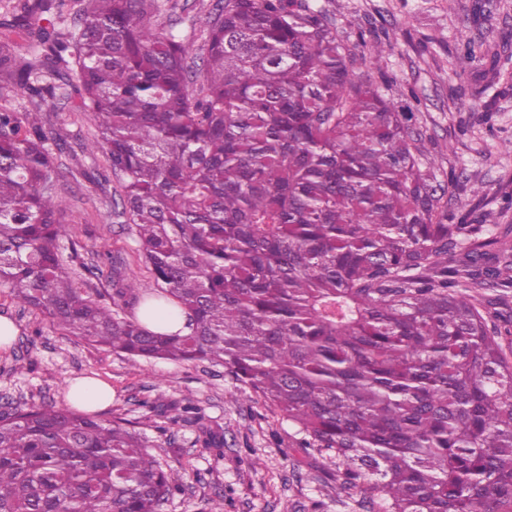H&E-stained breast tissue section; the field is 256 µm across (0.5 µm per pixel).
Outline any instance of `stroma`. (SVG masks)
<instances>
[{"mask_svg": "<svg viewBox=\"0 0 512 512\" xmlns=\"http://www.w3.org/2000/svg\"><path fill=\"white\" fill-rule=\"evenodd\" d=\"M333 14L336 34L349 46L388 34L392 49L381 60L361 61V73L379 85L400 111L413 113L412 131L435 159L440 183L482 182L496 215L491 235L512 231V156L499 150L512 139V90L485 116L482 85L472 74L456 73L451 52L462 29L495 50L512 54V0H494L491 19L472 24V0H323ZM50 124L71 145L58 159V187L66 201L61 220L71 228L65 255L86 292L111 298L112 258L125 260L122 274L142 288L154 283L137 256L134 237L118 224L103 223L117 199L116 184L76 177L109 172L103 154L88 155L80 143L96 134L91 113L77 99L55 97L42 105ZM0 314L21 328L12 347L0 350V407L64 405L68 382L91 377L112 387L103 420H127L153 446L181 485L160 512H205L209 499L224 495V512H359L347 499L335 466L297 445V429L272 406L206 362L130 359L54 328L0 287ZM163 399L154 416L147 405ZM193 400L206 424L224 434V455L194 448L195 424L177 420V407Z\"/></svg>", "mask_w": 512, "mask_h": 512, "instance_id": "35a3bbf8", "label": "stroma"}]
</instances>
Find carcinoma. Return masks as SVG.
<instances>
[{
    "mask_svg": "<svg viewBox=\"0 0 512 512\" xmlns=\"http://www.w3.org/2000/svg\"><path fill=\"white\" fill-rule=\"evenodd\" d=\"M7 0L0 22V287L80 340L208 362L277 408L362 512H512V361L486 292L512 253L446 224L409 121L356 72L320 0H210L200 34L173 0ZM512 56L464 34L453 65ZM76 85L154 280L88 294L64 264L55 184L66 139L41 104ZM462 257L452 262L456 249ZM168 298L186 333L125 308ZM194 445L224 435L191 400ZM180 485L121 419L0 410V512H159Z\"/></svg>",
    "mask_w": 512,
    "mask_h": 512,
    "instance_id": "1",
    "label": "carcinoma"
}]
</instances>
